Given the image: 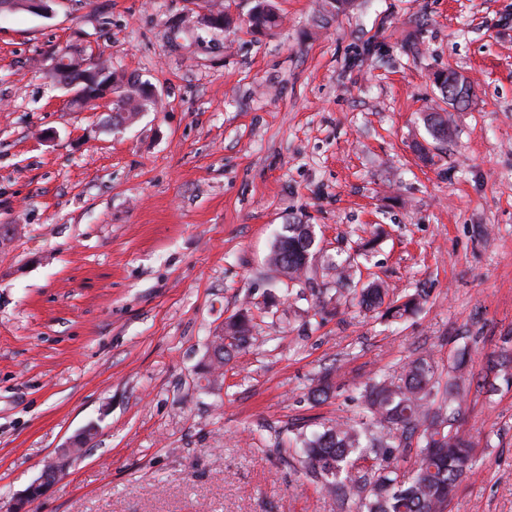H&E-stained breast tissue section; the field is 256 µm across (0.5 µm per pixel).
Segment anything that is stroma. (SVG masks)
I'll return each mask as SVG.
<instances>
[{
    "instance_id": "stroma-1",
    "label": "stroma",
    "mask_w": 512,
    "mask_h": 512,
    "mask_svg": "<svg viewBox=\"0 0 512 512\" xmlns=\"http://www.w3.org/2000/svg\"><path fill=\"white\" fill-rule=\"evenodd\" d=\"M55 0L0 16V512L84 430L33 512H331L288 455L300 425L356 418L369 379L466 347L460 428L476 469L448 512H512V0ZM77 44L149 81L155 108L113 127L48 71ZM472 88L457 107L437 72ZM454 133L419 157L422 117ZM311 224L324 312L270 271L273 236ZM366 255H359L363 243ZM422 290L391 323L333 303L325 258ZM255 336L209 388L225 321ZM332 385L309 397L321 374ZM490 387H482V380ZM248 18L251 31L260 32L273 30L278 26L279 15L276 12L272 0H258Z\"/></svg>"
}]
</instances>
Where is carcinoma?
<instances>
[{
    "mask_svg": "<svg viewBox=\"0 0 512 512\" xmlns=\"http://www.w3.org/2000/svg\"><path fill=\"white\" fill-rule=\"evenodd\" d=\"M278 22L272 0H258L248 18L253 32L273 30ZM74 53L83 50L56 56L53 77L84 90L83 72L64 63ZM435 81L443 98L453 103L470 96L469 85H450L441 74ZM118 95L129 119L156 104L153 95L134 82L118 84ZM424 124L433 139L448 138L449 116L434 112ZM310 228V224L286 226L267 257L269 267L293 284L302 281L317 255ZM328 268L334 271L336 293L353 284L350 259L332 261ZM386 296L387 289L371 284L361 289L359 305L368 311L380 309L383 318L397 322L416 313L424 301L419 290L388 303ZM224 336L228 343L211 346L212 357L202 365L209 384L218 381L231 352L253 339L250 320L243 313L235 315L225 324ZM468 356L464 347L448 358L446 366L423 357L407 362L399 372L364 386L359 420H338L319 430L296 432L293 443L300 473L321 483L338 507L350 503L355 512H447L456 485L475 464V442L459 426ZM410 456L414 457L412 469L400 473L401 463Z\"/></svg>",
    "mask_w": 512,
    "mask_h": 512,
    "instance_id": "1",
    "label": "carcinoma"
}]
</instances>
